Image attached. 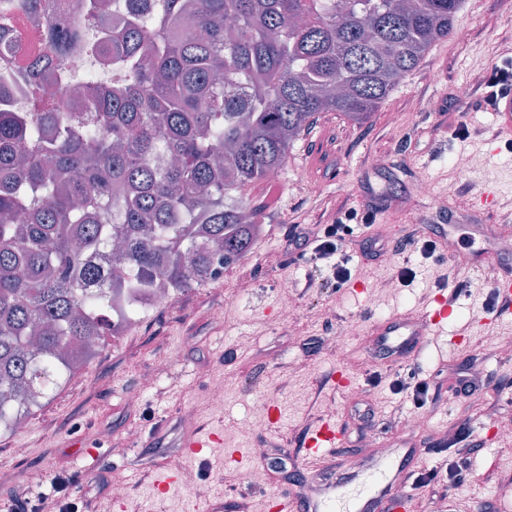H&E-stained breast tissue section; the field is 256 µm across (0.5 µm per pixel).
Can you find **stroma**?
I'll list each match as a JSON object with an SVG mask.
<instances>
[{
  "label": "stroma",
  "mask_w": 512,
  "mask_h": 512,
  "mask_svg": "<svg viewBox=\"0 0 512 512\" xmlns=\"http://www.w3.org/2000/svg\"><path fill=\"white\" fill-rule=\"evenodd\" d=\"M511 54L512 0H462L452 35L432 47L366 122L356 125L332 112L318 118L277 174L278 203H268L267 183L251 191L265 232L252 246V278L242 300H225L224 283L212 282L184 292L173 307L155 313L133 343L105 337L99 352L28 415L23 432L0 434V512H11L18 484L77 472L83 480L73 493L80 497L109 470L122 471L129 483V493L119 504L124 512H187L189 488L196 483L210 486L224 506L242 499L249 512H268L269 497L304 483L297 469L268 471L267 459L278 454L272 441L288 438L289 458L300 460L302 442L319 420H335L344 429L350 447L345 464L350 468L365 457L387 454L410 437L419 442L441 438L464 417L479 435H486L490 422L483 393L464 396L455 391V368L465 359L456 343L464 338L473 351L486 353L484 378L512 391V354L498 347L499 337L512 336V309L489 321L486 303L493 288L480 269L417 255L411 262L416 278L399 286L396 257L370 260L351 245L346 252L352 278L365 283L364 292L325 288L323 273L288 252L285 239L297 226L320 232L340 203L371 213L370 234L399 235L403 225L424 224L436 215L429 199L412 195L415 185L425 181L449 202L451 219L444 230L460 258L480 251L483 242L468 227V210L456 205L462 180L454 160L462 155L479 159L472 191L493 186L500 204H512V150L490 144L487 133L496 127L494 115L473 103L474 90L491 64ZM425 100L435 102L434 111H420ZM463 123L470 136L460 133ZM312 183L320 185L319 194L309 193ZM269 252L282 253L279 266H264L262 258ZM445 274L468 282L469 293L459 298L447 324L432 328L422 355L402 363L416 379L441 377L436 402L420 408L391 391L393 372L377 367L369 345L376 324L394 314L425 310ZM308 276L315 284L299 295L294 284ZM219 304L224 321L217 324L210 313ZM289 305L298 308V321L279 320L281 308ZM313 336L322 345L309 355L302 345ZM158 358L170 362L159 394L146 395L136 411H129L126 392ZM339 370L350 378V386L332 382ZM272 393L280 401L276 426L265 404ZM221 394L226 404L222 411H213L212 402ZM360 398L373 411L363 428L354 415ZM183 407L194 411L202 431L223 430V445L186 458L180 446L186 431L170 423ZM418 415L428 420V428L407 435L405 421ZM159 421L167 428L157 435L153 428ZM500 426L497 438L487 443L450 499L417 494L407 512H448L452 506L457 512H474L477 503L488 499L502 512H512V490L491 493L479 478L488 467L512 474V422L504 420ZM133 431L140 436L134 446L128 443ZM16 444L24 447L23 456L9 454ZM233 449L245 453L246 467L261 472L260 480L243 479V469L228 463ZM174 456L179 459L175 467L170 464ZM169 474L177 476V485L167 494H156L154 481Z\"/></svg>",
  "instance_id": "stroma-1"
}]
</instances>
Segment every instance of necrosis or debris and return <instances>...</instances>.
Returning a JSON list of instances; mask_svg holds the SVG:
<instances>
[{
  "mask_svg": "<svg viewBox=\"0 0 512 512\" xmlns=\"http://www.w3.org/2000/svg\"><path fill=\"white\" fill-rule=\"evenodd\" d=\"M41 24L80 29L81 36L72 48L65 70L69 77L62 82L37 85L28 73V62L43 47L42 33L22 16H15L9 25L8 35L11 50L0 49V72L13 75L14 93L9 100L10 107L17 112L30 111L35 106H48L58 102L69 103L71 111H84L85 106L76 98L75 85L79 82L94 81L109 85L111 69L100 65L95 48L108 44L113 32L122 28L125 20L124 6H110L108 12L90 19L81 8V0H43Z\"/></svg>",
  "mask_w": 512,
  "mask_h": 512,
  "instance_id": "obj_1",
  "label": "necrosis or debris"
}]
</instances>
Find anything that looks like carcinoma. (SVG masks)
Returning a JSON list of instances; mask_svg holds the SVG:
<instances>
[{"mask_svg":"<svg viewBox=\"0 0 512 512\" xmlns=\"http://www.w3.org/2000/svg\"><path fill=\"white\" fill-rule=\"evenodd\" d=\"M460 3L159 0L151 25L104 50L121 68L112 86L81 87L86 122L59 104L1 107L0 431L16 396L39 404L94 354L88 339L118 331L124 289L199 288L216 258L247 255L261 232L248 191L320 115L378 111ZM16 12L37 17L40 0L0 6L5 22ZM44 40L61 62L78 34L49 24ZM160 147L172 163H156ZM114 238L124 249L97 288L89 255Z\"/></svg>","mask_w":512,"mask_h":512,"instance_id":"cac0c4a2","label":"carcinoma"}]
</instances>
